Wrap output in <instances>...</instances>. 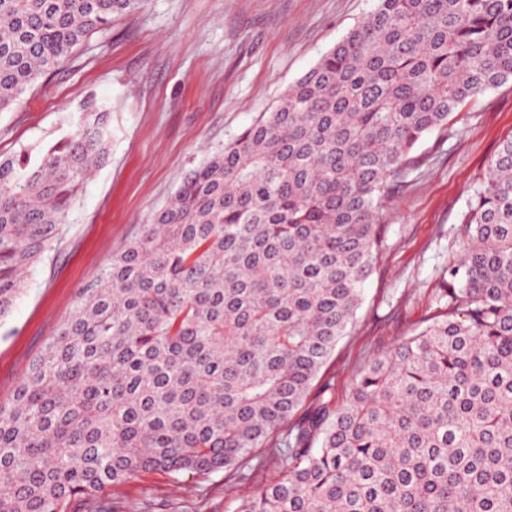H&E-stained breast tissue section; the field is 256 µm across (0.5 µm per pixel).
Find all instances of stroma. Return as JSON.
Wrapping results in <instances>:
<instances>
[{"label": "stroma", "mask_w": 512, "mask_h": 512, "mask_svg": "<svg viewBox=\"0 0 512 512\" xmlns=\"http://www.w3.org/2000/svg\"><path fill=\"white\" fill-rule=\"evenodd\" d=\"M376 6V0H143L0 112V157L50 142L95 98L107 114L109 157L84 185L61 243L24 275L0 319V403L74 309L76 292L150 223L186 176L223 150L288 86ZM512 136V83L455 112L423 137L406 181L386 200V235L351 332L323 369L337 403L358 372L440 310L457 266L462 213L500 143ZM245 477L224 471L148 473L87 499L75 512H237L274 479L252 460Z\"/></svg>", "instance_id": "35a3bbf8"}]
</instances>
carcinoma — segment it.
I'll use <instances>...</instances> for the list:
<instances>
[{
  "label": "carcinoma",
  "mask_w": 512,
  "mask_h": 512,
  "mask_svg": "<svg viewBox=\"0 0 512 512\" xmlns=\"http://www.w3.org/2000/svg\"><path fill=\"white\" fill-rule=\"evenodd\" d=\"M142 0H0V112ZM512 83V0H377L79 289L0 404V512L146 473L278 470L239 512H512V137L462 224L445 309L326 382L427 134ZM104 114L0 160V318L106 159Z\"/></svg>",
  "instance_id": "carcinoma-1"
}]
</instances>
